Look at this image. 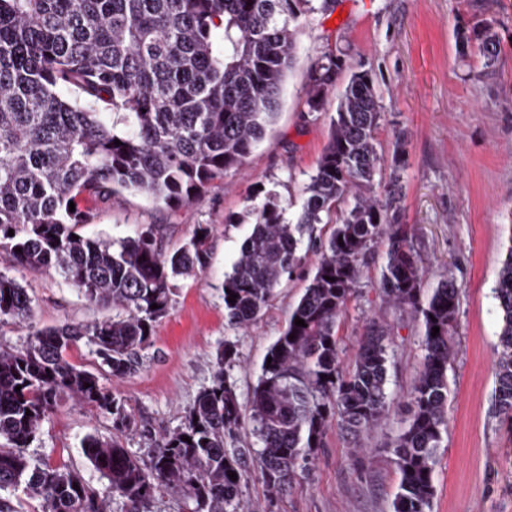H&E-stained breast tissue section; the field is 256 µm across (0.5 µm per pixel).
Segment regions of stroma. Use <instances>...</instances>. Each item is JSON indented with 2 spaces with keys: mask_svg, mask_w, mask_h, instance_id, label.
I'll return each instance as SVG.
<instances>
[{
  "mask_svg": "<svg viewBox=\"0 0 512 512\" xmlns=\"http://www.w3.org/2000/svg\"><path fill=\"white\" fill-rule=\"evenodd\" d=\"M298 34V54L284 86L276 124L252 151L242 171L214 180L189 206L158 210L144 197L90 200L96 214L85 227L92 237L132 236L138 225L161 224L170 247L194 225L214 229L210 264L197 278L181 280L168 314L159 319L139 351L135 373L113 378L94 346L79 341L68 361L95 374L121 398L136 430L120 435L132 455L146 456L153 437L179 428L197 394L208 387L225 340L237 343L227 372L241 403H248L264 358L284 330L290 310L311 279L307 262L276 288L264 315L248 329L224 319L222 283L249 229L247 198L257 188L275 189L301 204L303 188L329 139L334 110L318 120L302 117L309 71L328 51L346 55L348 73L367 70L385 116L376 139L383 156L377 184L387 185L396 138L405 140L400 172L403 221L424 266V289L447 276L461 287L448 369V433L433 475L431 512H512V424L495 410L494 353L498 315L492 288L512 252V0H313ZM491 21L501 47L487 68L478 52L460 55L455 32L466 23ZM383 248H376L361 295L341 318V357L351 363L366 317L390 331L386 418L359 438L329 430L311 468L282 494L269 495L249 477L242 496L249 512H392L400 474L389 441L408 424L406 393L424 354L419 321L383 303L377 283ZM0 273L21 283L32 298L39 328L112 317L109 307H91L54 269L14 267L0 251ZM30 326V327H33ZM30 327L0 321V349L25 346ZM115 435L111 416L61 397L28 448L31 459L77 472L92 489L107 482L81 450L86 434Z\"/></svg>",
  "mask_w": 512,
  "mask_h": 512,
  "instance_id": "stroma-1",
  "label": "stroma"
}]
</instances>
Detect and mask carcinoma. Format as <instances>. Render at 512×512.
<instances>
[{
    "label": "carcinoma",
    "mask_w": 512,
    "mask_h": 512,
    "mask_svg": "<svg viewBox=\"0 0 512 512\" xmlns=\"http://www.w3.org/2000/svg\"><path fill=\"white\" fill-rule=\"evenodd\" d=\"M309 2L0 0V249L20 268L57 269L90 306L123 310L103 321L37 329L27 289L0 274V319L30 327L24 348L0 350V440L8 443L0 448V512H20L22 495L38 501L41 512H107L109 497L77 473L35 464L27 454L63 394L112 416L121 434L133 428L121 400L70 364L66 352L85 338L112 377L133 374L137 351L168 313L177 282L209 264L208 224L195 225L172 250L159 224H141L119 240L93 239L79 232L93 223L80 201L137 193L180 208L238 171L279 115ZM490 30L477 20L457 33L462 50L477 46L487 68L500 55ZM346 68L342 52L326 53L311 67L305 120L326 111L328 91ZM383 117L372 74L352 73L301 211L287 217L292 202L271 189L250 197L251 228L224 275L229 325L257 321L275 288L309 254L317 261L248 404L221 369L236 355L227 340L212 384L198 393L181 427L152 440L147 458L131 455L116 437L82 440L83 454L126 512H148L164 491L181 494L190 512H239L250 473L278 495L309 469L331 427L356 436L388 414L389 331L369 320L350 370L341 366L338 337L340 317L360 297L368 258L380 244L381 301L423 328L424 355L407 393L411 418L392 443L400 473L393 509L430 512L448 430L460 287L450 276L424 296V271L402 222L399 176L384 196L373 191ZM493 293L500 323L495 402L512 422V250ZM297 318L305 326L295 325ZM247 424L259 448L227 449Z\"/></svg>",
    "instance_id": "obj_1"
}]
</instances>
